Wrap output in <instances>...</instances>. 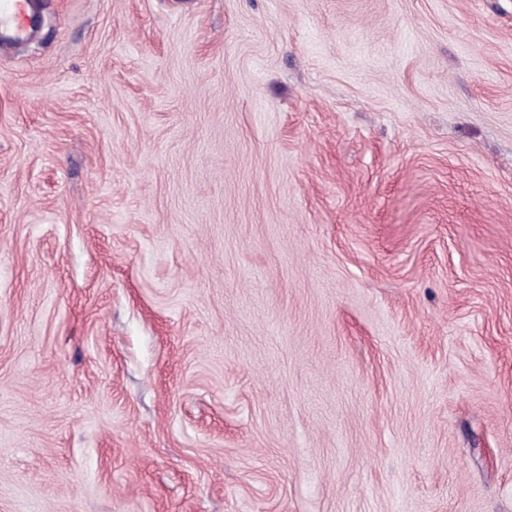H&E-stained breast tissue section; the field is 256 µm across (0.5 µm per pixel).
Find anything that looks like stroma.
I'll return each instance as SVG.
<instances>
[{
	"label": "stroma",
	"mask_w": 512,
	"mask_h": 512,
	"mask_svg": "<svg viewBox=\"0 0 512 512\" xmlns=\"http://www.w3.org/2000/svg\"><path fill=\"white\" fill-rule=\"evenodd\" d=\"M35 2L0 512H512V0Z\"/></svg>",
	"instance_id": "obj_1"
}]
</instances>
